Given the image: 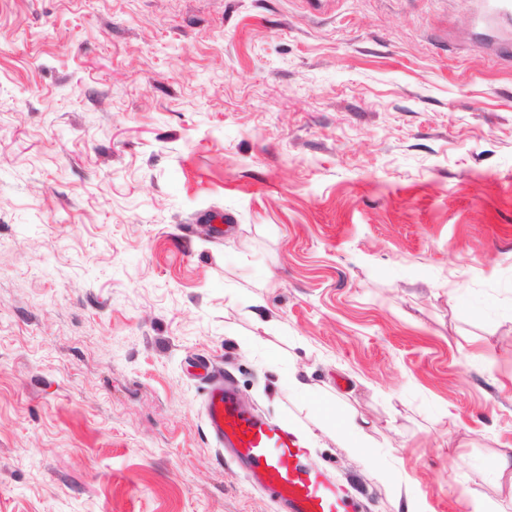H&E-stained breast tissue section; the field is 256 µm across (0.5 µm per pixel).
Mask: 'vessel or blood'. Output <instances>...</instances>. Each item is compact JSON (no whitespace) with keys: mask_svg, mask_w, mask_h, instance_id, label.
Segmentation results:
<instances>
[{"mask_svg":"<svg viewBox=\"0 0 512 512\" xmlns=\"http://www.w3.org/2000/svg\"><path fill=\"white\" fill-rule=\"evenodd\" d=\"M194 367L206 384V427L232 453L250 483L285 512H344L335 482L305 463L302 442L287 420L272 421L248 411L231 378L208 357L195 359Z\"/></svg>","mask_w":512,"mask_h":512,"instance_id":"b4317fda","label":"vessel or blood"}]
</instances>
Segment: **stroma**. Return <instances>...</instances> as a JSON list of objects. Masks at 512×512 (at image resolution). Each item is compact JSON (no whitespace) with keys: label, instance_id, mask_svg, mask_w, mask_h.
I'll list each match as a JSON object with an SVG mask.
<instances>
[{"label":"stroma","instance_id":"obj_1","mask_svg":"<svg viewBox=\"0 0 512 512\" xmlns=\"http://www.w3.org/2000/svg\"><path fill=\"white\" fill-rule=\"evenodd\" d=\"M480 3L0 0V512H275L201 355L361 512H404L383 471L464 512L512 449V25ZM315 425L323 431H336L344 434L359 428L354 416H339L336 413V403L329 400L316 402Z\"/></svg>","mask_w":512,"mask_h":512}]
</instances>
